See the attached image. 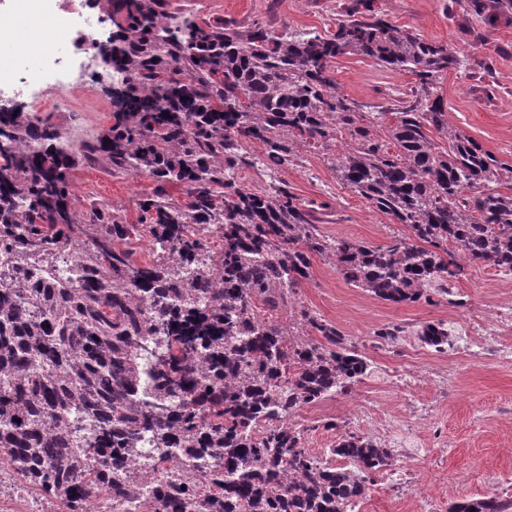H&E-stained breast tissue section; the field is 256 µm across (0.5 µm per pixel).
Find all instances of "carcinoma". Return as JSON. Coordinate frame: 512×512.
I'll return each mask as SVG.
<instances>
[{"mask_svg": "<svg viewBox=\"0 0 512 512\" xmlns=\"http://www.w3.org/2000/svg\"><path fill=\"white\" fill-rule=\"evenodd\" d=\"M106 2L104 59L123 75L106 89L108 130L76 143L23 103L0 110V460L60 512H87L89 493L103 512L136 497L147 512H359L393 450L327 423L344 464L326 463L292 416L370 364L298 289L315 256L393 304L453 297L476 265L512 274V163L453 126L438 94L465 55L392 24L378 0H346L323 34ZM470 10L512 13V0ZM346 56L412 75L410 92L355 103L334 76ZM302 151L324 152L406 233L384 246L322 235L327 205L276 178ZM85 163L155 182L136 223L84 207L72 171ZM243 167L268 188L241 187ZM132 236L151 261L121 247ZM417 338L442 352L451 333L428 322ZM140 462L159 474L148 491ZM448 512H512V498Z\"/></svg>", "mask_w": 512, "mask_h": 512, "instance_id": "1", "label": "carcinoma"}]
</instances>
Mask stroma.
Here are the masks:
<instances>
[{"label": "stroma", "instance_id": "obj_1", "mask_svg": "<svg viewBox=\"0 0 512 512\" xmlns=\"http://www.w3.org/2000/svg\"><path fill=\"white\" fill-rule=\"evenodd\" d=\"M174 7L200 18H223L246 26L260 22L275 28L326 32L333 27L342 0H169ZM389 20L434 43L451 44L467 55L466 69L449 71L438 90L451 123L502 160L512 162V22L477 18L451 0H378ZM12 54L19 64L51 71L49 45L41 20L18 4ZM335 77L349 99L383 103L408 90L410 75L381 68L370 60L349 56L334 66ZM70 111L47 113V120L71 138L90 140L112 123L110 98L97 89L72 94ZM305 203H325L329 214L319 222L330 238H354L370 245L386 244L394 224L363 197L344 186L330 163L307 153L280 170ZM145 176H115L101 166L79 167L74 176L77 195L110 204L127 223L136 220L135 202L151 192ZM457 290L463 306L438 300L391 304L348 284L335 266L313 259L310 278L299 290L303 308L336 325L368 353L371 372L350 393L302 407L294 416L305 430V446L316 456L332 448L336 433L326 421L377 439L399 438V414L414 405V425L424 459L411 465L395 493L396 475H376L361 512H448L451 502L478 499L512 487V360H494L473 353L439 354L421 346L415 331L423 323L444 321L451 334L474 316L494 314L512 305V274L488 265L471 268ZM386 324L403 327L392 343L377 341L374 332ZM451 369L447 385L433 375Z\"/></svg>", "mask_w": 512, "mask_h": 512}]
</instances>
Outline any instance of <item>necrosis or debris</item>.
Listing matches in <instances>:
<instances>
[{
	"label": "necrosis or debris",
	"mask_w": 512,
	"mask_h": 512,
	"mask_svg": "<svg viewBox=\"0 0 512 512\" xmlns=\"http://www.w3.org/2000/svg\"><path fill=\"white\" fill-rule=\"evenodd\" d=\"M100 0H53L41 19L54 43L65 45L64 57L55 58L58 76L47 80L39 70L17 69L13 80L0 85V102L25 99L33 112H65L70 90L111 83L112 70L103 61V47L96 38L104 22ZM0 512H59L47 497L29 495L13 468L0 464Z\"/></svg>",
	"instance_id": "4bbe7bcc"
}]
</instances>
